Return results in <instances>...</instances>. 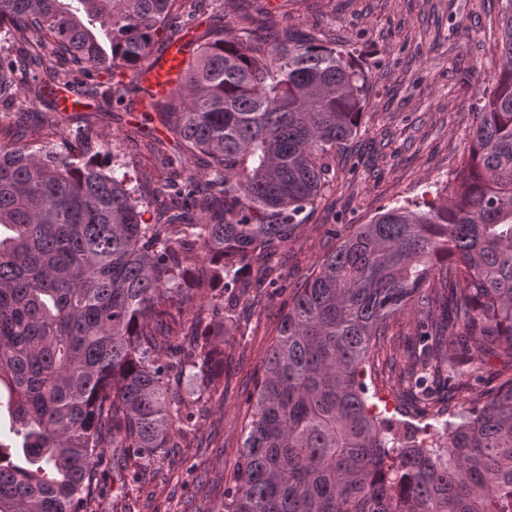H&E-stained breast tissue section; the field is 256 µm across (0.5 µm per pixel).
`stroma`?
<instances>
[{
  "instance_id": "obj_1",
  "label": "stroma",
  "mask_w": 512,
  "mask_h": 512,
  "mask_svg": "<svg viewBox=\"0 0 512 512\" xmlns=\"http://www.w3.org/2000/svg\"><path fill=\"white\" fill-rule=\"evenodd\" d=\"M500 8L499 0H250V12H268L270 34H313L351 53L368 76V106L336 161L333 188L272 259L280 288L246 289L224 341L223 390L181 383V392L206 408L194 437L149 464L132 458L116 470L103 461L96 512H219L236 485L242 428L294 288L319 257L378 211L420 200L452 179L468 145L474 92L492 84ZM98 79L123 89L122 101L108 106L86 98L62 114L53 101L21 91L14 104L0 105V143L24 137L33 123L56 141L88 136L99 162L111 164L112 153L121 154L148 201L144 221L156 223L169 203L162 189L168 163L180 155L154 108L165 96L146 94L131 71ZM155 136L164 138L165 152L153 148ZM415 334L413 317L405 316L375 349L366 382L376 403L405 420L472 407L465 395L430 401L407 395L391 363Z\"/></svg>"
}]
</instances>
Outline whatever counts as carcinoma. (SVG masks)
Listing matches in <instances>:
<instances>
[{"label": "carcinoma", "instance_id": "1", "mask_svg": "<svg viewBox=\"0 0 512 512\" xmlns=\"http://www.w3.org/2000/svg\"><path fill=\"white\" fill-rule=\"evenodd\" d=\"M219 23L160 104L181 162L174 212L147 224L126 164L106 168L38 137L0 143V389L17 450L0 441V512H94L105 449L148 463L196 430L221 386L226 327L271 257L336 180L367 76L293 33L253 35L247 0H0V101L73 71L136 70L198 3ZM244 22L224 38L230 13ZM468 154L431 199L379 211L295 289L255 385L237 484L220 512H512V0ZM194 308L188 332L183 308ZM419 316L409 387L470 389L476 360L506 365L482 405L422 425L368 403L365 372L390 321Z\"/></svg>", "mask_w": 512, "mask_h": 512}]
</instances>
